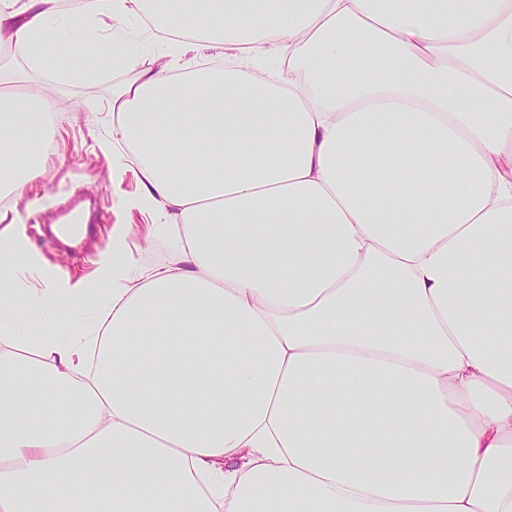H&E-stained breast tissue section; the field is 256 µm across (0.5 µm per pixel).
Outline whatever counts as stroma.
Wrapping results in <instances>:
<instances>
[{"mask_svg": "<svg viewBox=\"0 0 512 512\" xmlns=\"http://www.w3.org/2000/svg\"><path fill=\"white\" fill-rule=\"evenodd\" d=\"M132 76L129 70H113L87 84L58 82L51 70H44L42 81L54 84L58 91L61 126L47 150L42 179L22 197L0 203V212L15 220L22 242L35 250L42 265L60 267L72 278L95 283L94 294L101 301L106 291L96 283L97 270L112 251L113 231L125 230V247L136 266L149 263L147 243L157 238L154 215L128 205L141 190L140 172L113 134L108 108L113 85ZM76 189L82 191L93 215L103 216L104 222L83 249L71 251L51 239L46 227L75 205L72 192Z\"/></svg>", "mask_w": 512, "mask_h": 512, "instance_id": "obj_1", "label": "stroma"}]
</instances>
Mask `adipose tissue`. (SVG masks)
<instances>
[{
    "label": "adipose tissue",
    "mask_w": 512,
    "mask_h": 512,
    "mask_svg": "<svg viewBox=\"0 0 512 512\" xmlns=\"http://www.w3.org/2000/svg\"><path fill=\"white\" fill-rule=\"evenodd\" d=\"M153 0H0V60L73 69ZM112 90L166 263L37 288L0 227V512H512V0H164ZM369 68L349 77L342 63ZM51 93L0 73V185Z\"/></svg>",
    "instance_id": "adipose-tissue-1"
}]
</instances>
